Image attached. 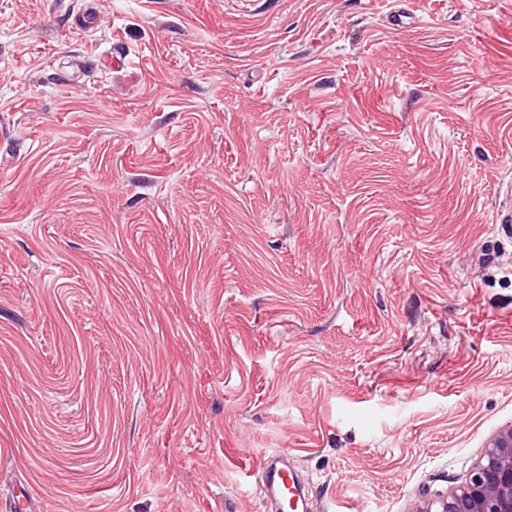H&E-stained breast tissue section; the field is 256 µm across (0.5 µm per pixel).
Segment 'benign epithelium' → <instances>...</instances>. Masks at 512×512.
I'll return each instance as SVG.
<instances>
[{
	"label": "benign epithelium",
	"mask_w": 512,
	"mask_h": 512,
	"mask_svg": "<svg viewBox=\"0 0 512 512\" xmlns=\"http://www.w3.org/2000/svg\"><path fill=\"white\" fill-rule=\"evenodd\" d=\"M420 512H512V425L491 438L464 484Z\"/></svg>",
	"instance_id": "benign-epithelium-1"
}]
</instances>
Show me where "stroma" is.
<instances>
[{"instance_id": "1", "label": "stroma", "mask_w": 512, "mask_h": 512, "mask_svg": "<svg viewBox=\"0 0 512 512\" xmlns=\"http://www.w3.org/2000/svg\"><path fill=\"white\" fill-rule=\"evenodd\" d=\"M512 0H0V508L418 512L512 424ZM260 472V492L264 499L280 496L281 493L288 489V499L290 506L294 507L297 501V509H299L300 498L297 496L298 490L294 488V478L288 475V470L278 467L270 455L263 456L259 463Z\"/></svg>"}]
</instances>
